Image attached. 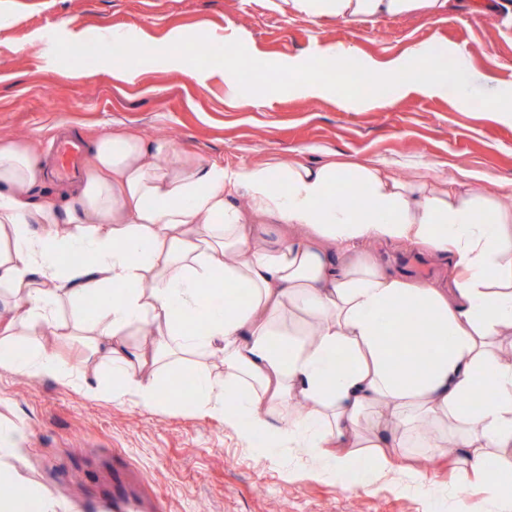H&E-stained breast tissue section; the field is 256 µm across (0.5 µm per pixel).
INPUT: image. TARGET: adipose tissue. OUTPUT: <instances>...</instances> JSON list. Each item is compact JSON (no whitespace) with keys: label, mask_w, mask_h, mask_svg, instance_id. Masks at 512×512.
I'll use <instances>...</instances> for the list:
<instances>
[{"label":"adipose tissue","mask_w":512,"mask_h":512,"mask_svg":"<svg viewBox=\"0 0 512 512\" xmlns=\"http://www.w3.org/2000/svg\"><path fill=\"white\" fill-rule=\"evenodd\" d=\"M446 3L288 0V11L368 23L433 16ZM174 150L130 131L102 134L60 205L31 197L36 155L0 143L1 366L69 379L52 353L13 338L93 300L89 356L109 368L113 397L153 406L162 368L219 351L223 382L197 372L190 402L255 447L300 445L363 485L408 474L401 449L433 459L451 436L465 485L481 487L490 466L512 461V203L334 152L163 168ZM350 185L358 195L342 196ZM261 224L277 225L275 236L260 238ZM371 240L448 257L451 287L387 272L364 252ZM418 318L431 336L423 362L393 345ZM134 329L144 342L130 343ZM480 388L491 397L467 405ZM0 483L10 487L0 512H73L1 471Z\"/></svg>","instance_id":"adipose-tissue-1"}]
</instances>
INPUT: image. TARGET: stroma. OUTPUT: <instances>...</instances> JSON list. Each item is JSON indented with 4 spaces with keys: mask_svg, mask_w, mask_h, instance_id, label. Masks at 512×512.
I'll use <instances>...</instances> for the list:
<instances>
[{
    "mask_svg": "<svg viewBox=\"0 0 512 512\" xmlns=\"http://www.w3.org/2000/svg\"><path fill=\"white\" fill-rule=\"evenodd\" d=\"M495 0H448L429 18L387 17L358 26H318L289 14L279 0H0V141L36 151L48 176L38 197L59 199L63 176L49 148L73 138L82 146L112 129L131 128L147 141L164 139L185 160L228 166L273 157L310 161L326 152L396 164L397 177L422 171L432 179L479 175L492 196L512 195V124L456 93L409 92L386 105L309 97L297 91L224 95V68L191 78L166 60L140 63L135 82L113 78L112 66H67L53 57V38L86 42L103 29L144 30L164 42L175 30L226 43L241 41L255 59L278 64L320 56L337 43L385 62L421 45L458 48L469 57L475 87L512 85V19ZM365 250L397 275L448 283V267L419 249L371 241ZM17 345L48 351L75 367L64 383L0 366V429L23 427L25 452L0 458V468L78 512H112V464L139 474L162 512H512V495L457 483L453 459L416 475L390 473L375 484L341 483L306 449L274 454L252 447L223 419L189 403L144 407L116 399L104 367L88 362L78 315L62 307L53 329L24 327ZM100 382L89 393L86 381Z\"/></svg>",
    "mask_w": 512,
    "mask_h": 512,
    "instance_id": "1",
    "label": "stroma"
}]
</instances>
